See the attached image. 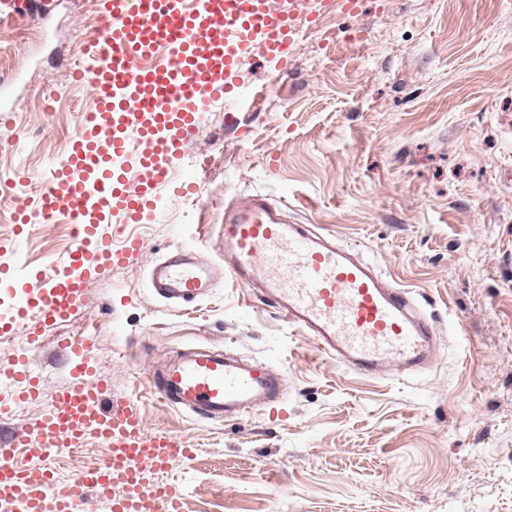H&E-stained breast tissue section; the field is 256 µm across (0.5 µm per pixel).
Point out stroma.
Here are the masks:
<instances>
[{"instance_id":"obj_1","label":"stroma","mask_w":512,"mask_h":512,"mask_svg":"<svg viewBox=\"0 0 512 512\" xmlns=\"http://www.w3.org/2000/svg\"><path fill=\"white\" fill-rule=\"evenodd\" d=\"M102 0H48L42 18L0 19V241L16 234L14 196L36 204L93 105L71 76ZM295 66L252 52L243 86L275 89L238 129L224 105L195 144L210 165L206 201L161 190L128 266L95 276L83 307L31 352L42 395L4 425L39 419L67 383L61 336H88L95 379L131 401L148 431L186 438L194 458L163 476L183 512H512V0H367L302 22ZM265 194L377 263L438 320V360L415 375L366 378L336 366L274 307L232 281L168 311L149 264L180 246L220 264L224 205ZM20 256L45 269L70 246L64 217L32 219ZM202 343L285 373L277 412L225 423L156 401L152 364ZM98 442L59 449L66 480L97 467Z\"/></svg>"}]
</instances>
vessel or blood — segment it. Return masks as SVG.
<instances>
[{"label": "vessel or blood", "mask_w": 512, "mask_h": 512, "mask_svg": "<svg viewBox=\"0 0 512 512\" xmlns=\"http://www.w3.org/2000/svg\"><path fill=\"white\" fill-rule=\"evenodd\" d=\"M101 25L84 46L90 63L72 77L95 94L40 196L38 214H65L73 242L50 270L0 266V293L13 296L0 313V338L22 337L26 348L0 365L11 382L0 418L41 392L28 356L48 328L71 319L88 284L103 269L123 267L142 253L139 239L115 246L103 225L141 223L155 209L154 189L189 157L203 112L223 102L235 126L244 96L238 73L253 50L287 72L300 34L298 0H105ZM136 172L141 191L122 180ZM224 276L259 293L318 350L348 370L377 376L427 370L437 358V330L412 293L388 284L376 264L335 238L289 221L263 194L224 208ZM216 273L194 250L179 248L154 263L156 295L181 306L207 295ZM68 384L43 418L0 442V499L11 512H76L98 500L107 512H182V495L160 476L193 451L167 432L148 433L137 409L93 381L86 337L64 336ZM146 379L158 401L193 416L230 421L255 406L277 410L286 378L263 361L192 349ZM98 440L104 463L69 482L52 468L58 448Z\"/></svg>", "instance_id": "b4317fda"}]
</instances>
